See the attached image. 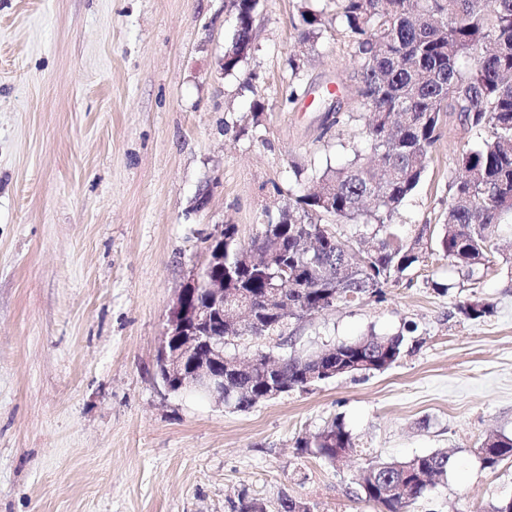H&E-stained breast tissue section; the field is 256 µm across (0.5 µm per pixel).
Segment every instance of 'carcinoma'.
Here are the masks:
<instances>
[{"label": "carcinoma", "mask_w": 512, "mask_h": 512, "mask_svg": "<svg viewBox=\"0 0 512 512\" xmlns=\"http://www.w3.org/2000/svg\"><path fill=\"white\" fill-rule=\"evenodd\" d=\"M338 16L358 58L356 109L333 113L324 130L354 120V112L370 113L363 131L370 159L352 150L342 165L312 174V189L288 201L277 223L263 225L250 246H278L259 267L243 265L242 245L233 224L211 249L224 250V303L233 292L262 299L284 292L288 312L311 315L335 304L384 297L422 262L420 238L399 232L396 219L419 186L439 140L441 113L459 118L478 139L457 158L459 176L448 185V208L438 239L439 251L471 273L498 253L499 226L512 217V0H336ZM256 0H231L235 34L224 50V71L234 70L252 42ZM302 43H313L322 31L321 14L301 11ZM372 224L373 245L357 249L340 232L342 224ZM459 311L477 319L490 312L481 301L463 302ZM359 349L334 345L336 359L358 363L353 373L385 371L403 354L404 336L371 333ZM289 355L279 372L288 390L302 389L298 362ZM266 382L263 366L231 375L224 386V406L246 410L260 401ZM496 449L489 467L512 458V438L485 440ZM304 448L333 464L339 450H355L343 423H333ZM450 453L438 450L405 460L370 463L355 478L358 494L381 507L380 512H407L427 489L425 479L447 473ZM395 481L402 493L384 499L381 487Z\"/></svg>", "instance_id": "obj_1"}]
</instances>
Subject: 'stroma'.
Segmentation results:
<instances>
[{"instance_id": "obj_1", "label": "stroma", "mask_w": 512, "mask_h": 512, "mask_svg": "<svg viewBox=\"0 0 512 512\" xmlns=\"http://www.w3.org/2000/svg\"><path fill=\"white\" fill-rule=\"evenodd\" d=\"M305 1L325 23L306 47ZM234 32L229 0H0V512H234L243 494L267 512L285 495L378 512L355 492L359 469L444 448L446 477L409 512H489L512 497V459L491 469L480 452L512 437L510 222L494 265L466 273L432 241L383 301L288 324L306 353L405 334L387 371L245 411L157 377L169 312L216 228L249 244L311 168L363 143L366 115L323 128L327 85L355 99L336 0H261L254 48L226 74ZM467 142L441 125L402 234L439 226ZM471 300L491 313L465 317ZM336 420L349 458L299 448Z\"/></svg>"}]
</instances>
